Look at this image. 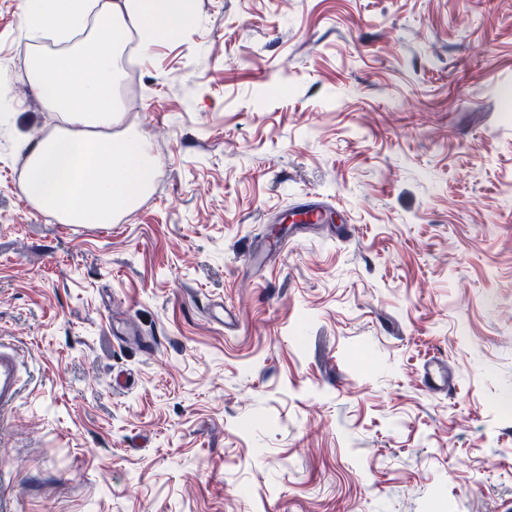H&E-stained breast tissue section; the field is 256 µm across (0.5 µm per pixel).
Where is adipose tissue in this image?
I'll return each mask as SVG.
<instances>
[{
    "instance_id": "1",
    "label": "adipose tissue",
    "mask_w": 512,
    "mask_h": 512,
    "mask_svg": "<svg viewBox=\"0 0 512 512\" xmlns=\"http://www.w3.org/2000/svg\"><path fill=\"white\" fill-rule=\"evenodd\" d=\"M189 0H22L28 76L61 128L29 147L20 191L62 224L104 225L149 191L156 159L125 122L119 86L128 45L148 52L187 33Z\"/></svg>"
}]
</instances>
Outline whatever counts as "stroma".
Segmentation results:
<instances>
[{
    "label": "stroma",
    "instance_id": "obj_1",
    "mask_svg": "<svg viewBox=\"0 0 512 512\" xmlns=\"http://www.w3.org/2000/svg\"><path fill=\"white\" fill-rule=\"evenodd\" d=\"M21 8L0 0V341L26 361L0 512H512V0H191L128 66L157 170L102 232L20 194L59 123ZM317 196L334 223L286 222Z\"/></svg>",
    "mask_w": 512,
    "mask_h": 512
}]
</instances>
